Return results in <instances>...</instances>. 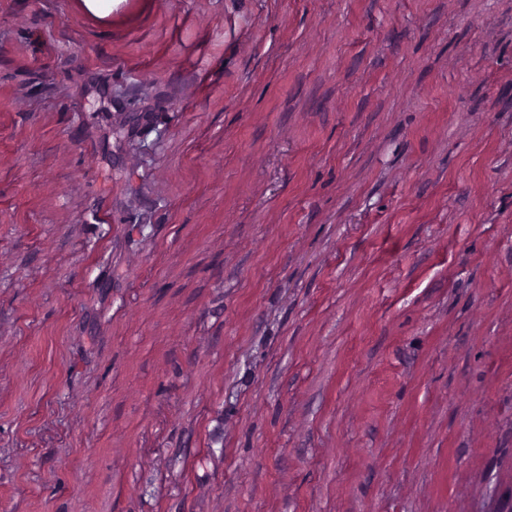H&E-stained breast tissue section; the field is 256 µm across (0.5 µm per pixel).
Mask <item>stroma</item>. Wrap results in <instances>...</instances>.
<instances>
[{
    "mask_svg": "<svg viewBox=\"0 0 512 512\" xmlns=\"http://www.w3.org/2000/svg\"><path fill=\"white\" fill-rule=\"evenodd\" d=\"M0 512H512V0H0Z\"/></svg>",
    "mask_w": 512,
    "mask_h": 512,
    "instance_id": "obj_1",
    "label": "stroma"
}]
</instances>
